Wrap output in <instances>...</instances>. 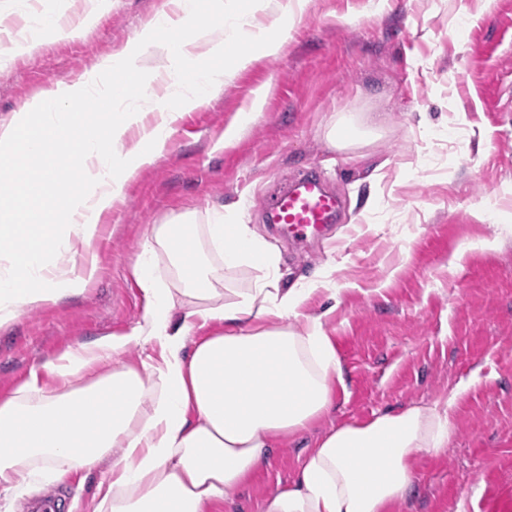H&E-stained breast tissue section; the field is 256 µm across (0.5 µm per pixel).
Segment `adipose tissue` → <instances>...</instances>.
I'll list each match as a JSON object with an SVG mask.
<instances>
[{"label":"adipose tissue","instance_id":"adipose-tissue-1","mask_svg":"<svg viewBox=\"0 0 512 512\" xmlns=\"http://www.w3.org/2000/svg\"><path fill=\"white\" fill-rule=\"evenodd\" d=\"M44 34L19 35L0 56L34 55L93 14L47 13ZM287 26L270 33L239 0H174L91 74L58 84L0 123V329L25 311L84 292L97 270L100 219L129 182L167 148L183 113L224 86V65L279 53ZM248 45L233 54L229 44ZM158 64L143 70V56ZM111 105L86 125L70 105L91 91ZM40 122H32V115ZM82 144L74 181L59 184L64 141ZM44 172L33 180L32 163ZM168 261L170 277L159 264ZM249 267V287L230 273ZM133 274L144 324L70 349L0 400V496L39 479L87 477L110 461L93 512H213L261 468L275 445L304 435L346 394L336 343L320 317H292L311 284L285 286L279 251L235 211L177 214L152 225ZM208 336L190 340L195 327ZM157 342L158 358L120 363L130 346ZM466 385L443 403L412 405L341 424L301 456L288 485L258 512H393L414 491L413 462L445 451Z\"/></svg>","mask_w":512,"mask_h":512}]
</instances>
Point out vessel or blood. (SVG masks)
<instances>
[{
  "label": "vessel or blood",
  "mask_w": 512,
  "mask_h": 512,
  "mask_svg": "<svg viewBox=\"0 0 512 512\" xmlns=\"http://www.w3.org/2000/svg\"><path fill=\"white\" fill-rule=\"evenodd\" d=\"M264 206L272 223L287 226L295 239L304 241L320 236L328 224L336 221L341 202L312 169L270 194Z\"/></svg>",
  "instance_id": "vessel-or-blood-1"
}]
</instances>
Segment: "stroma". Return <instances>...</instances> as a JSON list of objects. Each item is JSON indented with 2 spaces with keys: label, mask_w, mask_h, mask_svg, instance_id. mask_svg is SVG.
I'll use <instances>...</instances> for the list:
<instances>
[{
  "label": "stroma",
  "mask_w": 512,
  "mask_h": 512,
  "mask_svg": "<svg viewBox=\"0 0 512 512\" xmlns=\"http://www.w3.org/2000/svg\"><path fill=\"white\" fill-rule=\"evenodd\" d=\"M266 27L289 19L277 56L231 69L224 87L175 125L164 154L101 220L85 291L22 314L0 331V398L42 364L142 321L132 267L151 225L185 208L237 206L282 255L290 279L324 281L295 318L324 314L348 395L305 436L389 409L444 401L476 383L437 456L416 460L413 498L395 512H512V0H243ZM168 0H103L94 23L0 67V121L56 83L123 48ZM268 87L232 145L224 133ZM363 133L339 150L340 116ZM314 168L344 208L323 238L293 241L267 223L265 196ZM495 202L498 223L482 211ZM339 303L326 313L329 291ZM299 443L273 449L223 512H257L287 484ZM101 464L19 499L90 512Z\"/></svg>",
  "instance_id": "1"
}]
</instances>
